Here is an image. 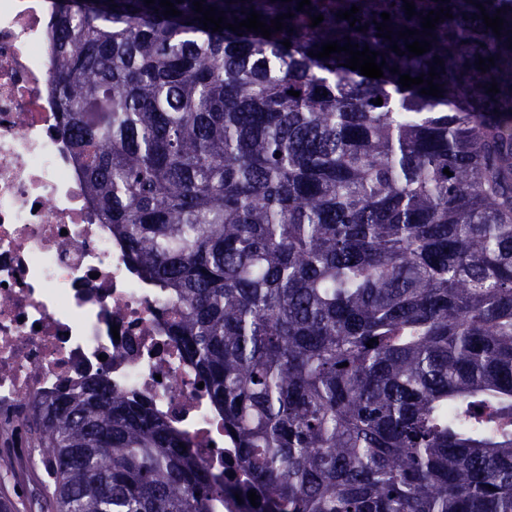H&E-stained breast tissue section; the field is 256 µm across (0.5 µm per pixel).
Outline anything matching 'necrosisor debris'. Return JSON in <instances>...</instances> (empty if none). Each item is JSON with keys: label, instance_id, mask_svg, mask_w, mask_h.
Wrapping results in <instances>:
<instances>
[{"label": "necrosis or debris", "instance_id": "obj_1", "mask_svg": "<svg viewBox=\"0 0 512 512\" xmlns=\"http://www.w3.org/2000/svg\"><path fill=\"white\" fill-rule=\"evenodd\" d=\"M49 0H0V447L28 401L102 376L149 401L212 472L232 450L143 280L57 130Z\"/></svg>", "mask_w": 512, "mask_h": 512}]
</instances>
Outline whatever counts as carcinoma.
Listing matches in <instances>:
<instances>
[{
  "label": "carcinoma",
  "mask_w": 512,
  "mask_h": 512,
  "mask_svg": "<svg viewBox=\"0 0 512 512\" xmlns=\"http://www.w3.org/2000/svg\"><path fill=\"white\" fill-rule=\"evenodd\" d=\"M171 2L56 0L59 129L234 456L219 479L104 378L36 395L54 512H512V0L203 2L293 13L268 39ZM333 41L383 77L308 56ZM432 66L438 96L399 84Z\"/></svg>",
  "instance_id": "1"
}]
</instances>
